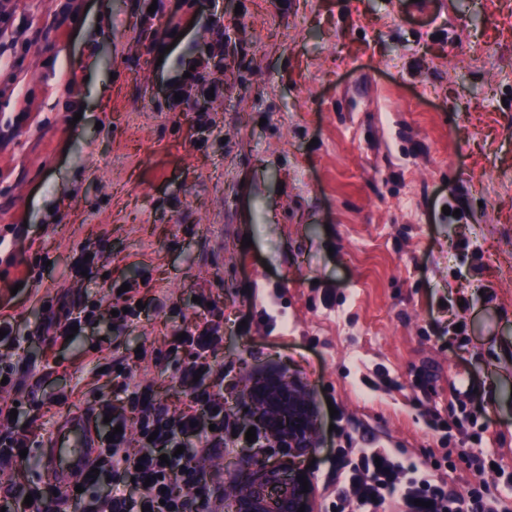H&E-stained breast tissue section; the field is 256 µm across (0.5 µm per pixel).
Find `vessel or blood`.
Wrapping results in <instances>:
<instances>
[{
  "label": "vessel or blood",
  "instance_id": "obj_1",
  "mask_svg": "<svg viewBox=\"0 0 512 512\" xmlns=\"http://www.w3.org/2000/svg\"><path fill=\"white\" fill-rule=\"evenodd\" d=\"M99 451L91 416L68 415L41 450V464L51 485L67 489L85 483Z\"/></svg>",
  "mask_w": 512,
  "mask_h": 512
}]
</instances>
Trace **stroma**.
Wrapping results in <instances>:
<instances>
[{
	"label": "stroma",
	"mask_w": 512,
	"mask_h": 512,
	"mask_svg": "<svg viewBox=\"0 0 512 512\" xmlns=\"http://www.w3.org/2000/svg\"><path fill=\"white\" fill-rule=\"evenodd\" d=\"M235 2L7 0L0 314L17 342L0 368L38 432L0 498L41 485L68 410L125 407L122 376L183 409L193 350L176 336L214 316L232 423L248 426L257 374L309 389L313 512H332L339 449L386 440L467 496L457 448L477 422L482 479L508 494L512 0ZM124 284L143 304L128 323L110 315ZM92 302L84 336L39 335ZM287 457L228 433L202 467L229 507L244 462Z\"/></svg>",
	"instance_id": "1"
}]
</instances>
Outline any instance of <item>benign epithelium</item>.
Listing matches in <instances>:
<instances>
[{
    "mask_svg": "<svg viewBox=\"0 0 512 512\" xmlns=\"http://www.w3.org/2000/svg\"><path fill=\"white\" fill-rule=\"evenodd\" d=\"M243 398L264 446L286 448L292 456L313 447L316 415L302 383L280 373L261 375L247 385ZM300 476L292 461L248 468L235 512H298L311 497L303 492Z\"/></svg>",
    "mask_w": 512,
    "mask_h": 512,
    "instance_id": "7a95c632",
    "label": "benign epithelium"
}]
</instances>
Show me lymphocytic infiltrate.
Masks as SVG:
<instances>
[{
    "label": "lymphocytic infiltrate",
    "mask_w": 512,
    "mask_h": 512,
    "mask_svg": "<svg viewBox=\"0 0 512 512\" xmlns=\"http://www.w3.org/2000/svg\"><path fill=\"white\" fill-rule=\"evenodd\" d=\"M221 340L219 325L188 333L186 345L194 359L180 380L191 391L187 410L171 414L159 408L151 384L122 381L129 408L137 415L138 452H129L127 433L102 443L97 456L99 473L85 482L90 499H76L78 512H224V500L212 496L198 466L200 458L224 441L231 424L224 414V397L200 388L197 373H211L208 352ZM10 404L0 403V467H9L26 449L28 428L10 418ZM212 425L202 438V424ZM168 463H161V455ZM483 449L466 451L478 481L470 500L449 495L446 481L421 466L404 462L388 448H351L339 465L343 487L333 505L335 512H511L505 501L480 480Z\"/></svg>",
    "instance_id": "obj_1"
}]
</instances>
